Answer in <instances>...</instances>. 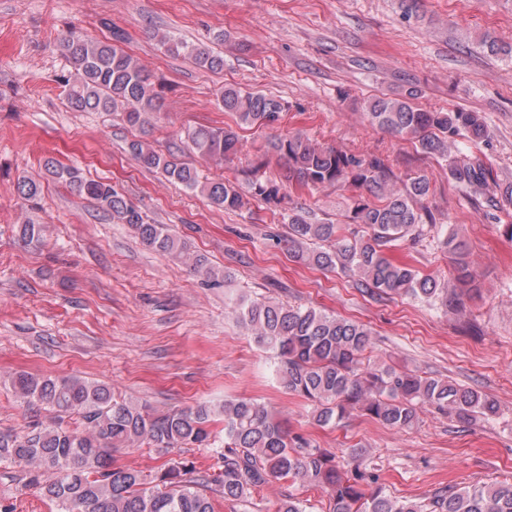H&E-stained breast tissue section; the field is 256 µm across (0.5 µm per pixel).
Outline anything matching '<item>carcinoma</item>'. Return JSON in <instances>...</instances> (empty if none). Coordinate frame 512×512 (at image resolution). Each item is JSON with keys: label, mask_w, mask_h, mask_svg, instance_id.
I'll list each match as a JSON object with an SVG mask.
<instances>
[{"label": "carcinoma", "mask_w": 512, "mask_h": 512, "mask_svg": "<svg viewBox=\"0 0 512 512\" xmlns=\"http://www.w3.org/2000/svg\"><path fill=\"white\" fill-rule=\"evenodd\" d=\"M104 27L111 33L106 40L73 32L61 39L71 71L58 81L71 110L118 113L129 126L143 129L161 109L164 84L121 47L125 40L121 30L108 23ZM161 44L168 53L187 57L200 68L224 70V55L204 42L188 43L165 35ZM480 44L492 56L512 58V44L488 35ZM420 97L421 90L412 87L399 97L370 99L364 103V115L370 125L407 138L420 153L446 162L448 180L472 197L480 196L495 182L491 166L477 156H458L451 146L459 136L474 143L488 139L484 116L464 109L424 110L417 103ZM219 103L234 124L197 127L185 138L195 153L220 163L238 154V130L270 127L288 111L279 99L235 87L224 88ZM129 149L142 167L161 171L219 209L239 210L247 204L230 181L202 176L174 152L160 153L140 140L131 142ZM271 149L285 161L289 184L348 188L350 221L368 230L365 238L347 234L338 224L313 223L306 211L296 208L288 224L291 257L324 270L354 272L361 287L373 292L447 309L457 306L460 295L478 290L479 274L455 231L442 244L456 273L457 293L431 276L391 262L386 255L387 249L418 237L423 225L434 223L426 206L431 194L427 175L403 179L380 156L320 146L300 133L275 140ZM267 164L261 157L252 165L253 196L279 202L284 198L283 185L260 175ZM44 170L76 194L95 201L113 222L128 225L144 246L182 259L208 278L218 277L204 256L191 255L165 225L149 222L110 181L85 178L78 169L53 159L45 161ZM15 189L22 201L34 206L41 198L42 182L20 175ZM238 318L259 346L275 352L283 387L312 405V419L321 427L336 426L356 408L400 429L419 422L422 405L450 409L467 419H487L497 412L493 400L449 380L389 368H360V356L371 340L370 329L360 322L312 306L271 301L241 302ZM9 385L15 395L43 406L50 416L19 432L0 431V465L23 471L27 483L55 512H215L208 495L211 490L228 502H237L286 479L326 492L330 512H512V484L508 483L450 488L421 500H398L380 487L367 494L362 482L374 481L376 476L357 464L340 467L327 449L292 433L255 399L231 398L219 406L203 401L186 409L155 412L116 397L104 383L77 375L59 379L16 373L9 377ZM72 415L80 421L75 428L66 421ZM218 422L224 448L221 465L211 473L181 458L169 459L150 474L114 464L112 453L121 448L146 445L166 453L208 448Z\"/></svg>", "instance_id": "cac0c4a2"}]
</instances>
